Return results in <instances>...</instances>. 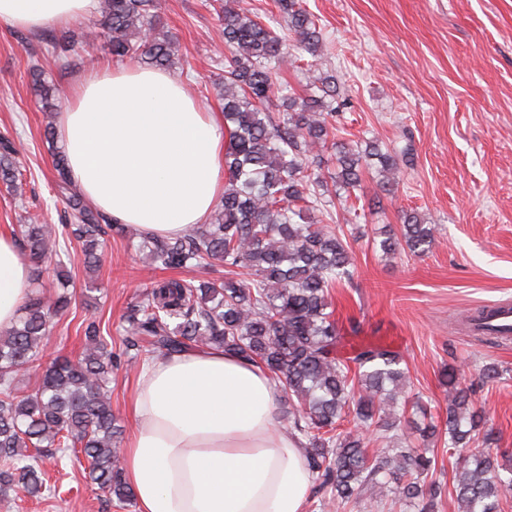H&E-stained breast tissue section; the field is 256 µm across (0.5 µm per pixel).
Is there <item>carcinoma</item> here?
<instances>
[{"label": "carcinoma", "mask_w": 512, "mask_h": 512, "mask_svg": "<svg viewBox=\"0 0 512 512\" xmlns=\"http://www.w3.org/2000/svg\"><path fill=\"white\" fill-rule=\"evenodd\" d=\"M288 38L241 0H222L224 84L220 97L227 135L224 193L208 224L175 238L145 237L138 246L148 265L194 271L211 261L224 263V277L161 279L128 310L122 350L102 336L94 320L82 322L83 351L76 357L46 358L55 319L71 297L32 295L15 325L0 332V490L40 498L47 491L44 460L58 463L69 451L88 462V478L124 504L132 493L123 474L122 430L112 414V370L141 372L149 362L194 347H217L263 365L280 380L288 401L280 418L289 431L307 440L305 462L318 490H330L327 505L360 500H394L435 512L446 485L428 476L434 458L412 448L368 449L365 432L379 438L420 416L423 440L448 435L458 452L452 493L459 512H502L512 494V475L485 448L495 443L486 412L474 406L470 389L454 372L448 386L444 426L422 403L399 400L406 376L392 350L359 344L344 356L330 291L350 278V245L344 231L319 224L328 182L351 195L365 175L376 177L386 193L397 187L406 153L391 151L376 138L352 145L339 139L340 108L336 76L323 69L322 35L313 14L299 0H279ZM156 0H99L97 27L82 35L109 46L112 58H134L148 66L171 68L177 47L158 28ZM305 69L306 94L285 93L288 68ZM32 89L41 110H55V88L44 72L32 71ZM280 97L283 112H267ZM335 169L324 176L325 153ZM11 141L0 137V182L16 187L22 173ZM58 194L66 207L60 224H21L23 254L33 262L53 257L59 276L70 260L72 241L81 244L83 264L100 267L108 232L125 228L84 204L72 192L65 154H55ZM436 228L416 211H405L400 230L380 242L387 255L420 256L433 244ZM43 367L37 388L23 393L19 372ZM353 428L339 431L346 420Z\"/></svg>", "instance_id": "carcinoma-1"}]
</instances>
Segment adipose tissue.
I'll use <instances>...</instances> for the list:
<instances>
[{"label":"adipose tissue","mask_w":512,"mask_h":512,"mask_svg":"<svg viewBox=\"0 0 512 512\" xmlns=\"http://www.w3.org/2000/svg\"><path fill=\"white\" fill-rule=\"evenodd\" d=\"M98 0H0V24L67 26ZM70 177L116 224L176 237L206 223L224 191V117L167 72L92 67L58 118ZM32 294V272L0 235V329ZM284 387L218 348L155 361L136 382L123 471L137 512H305L313 476L278 419Z\"/></svg>","instance_id":"ef3b65f1"}]
</instances>
